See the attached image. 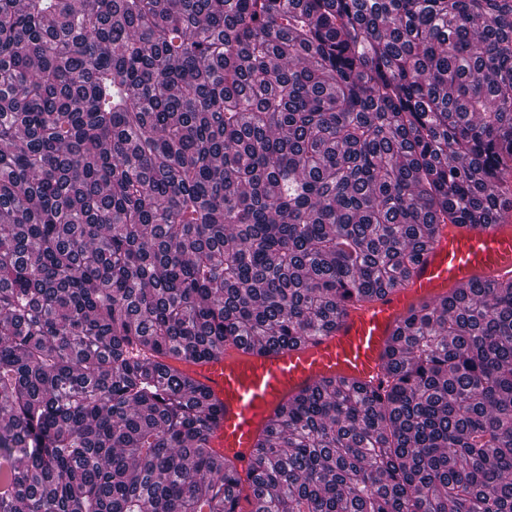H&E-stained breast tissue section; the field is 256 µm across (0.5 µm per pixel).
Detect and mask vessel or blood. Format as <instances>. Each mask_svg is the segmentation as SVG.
Masks as SVG:
<instances>
[{
    "instance_id": "b4317fda",
    "label": "vessel or blood",
    "mask_w": 512,
    "mask_h": 512,
    "mask_svg": "<svg viewBox=\"0 0 512 512\" xmlns=\"http://www.w3.org/2000/svg\"><path fill=\"white\" fill-rule=\"evenodd\" d=\"M495 278L512 279L511 211L495 224L441 227L405 286L346 307L329 335L276 350L221 346L210 360L180 362L220 407L213 448L247 476L255 441L296 394L321 379L379 386L383 356L413 305L475 279Z\"/></svg>"
}]
</instances>
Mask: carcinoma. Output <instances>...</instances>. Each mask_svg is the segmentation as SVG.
<instances>
[{
  "instance_id": "1",
  "label": "carcinoma",
  "mask_w": 512,
  "mask_h": 512,
  "mask_svg": "<svg viewBox=\"0 0 512 512\" xmlns=\"http://www.w3.org/2000/svg\"><path fill=\"white\" fill-rule=\"evenodd\" d=\"M512 0H0V512H512V280L252 450L170 364L285 348L512 199Z\"/></svg>"
}]
</instances>
